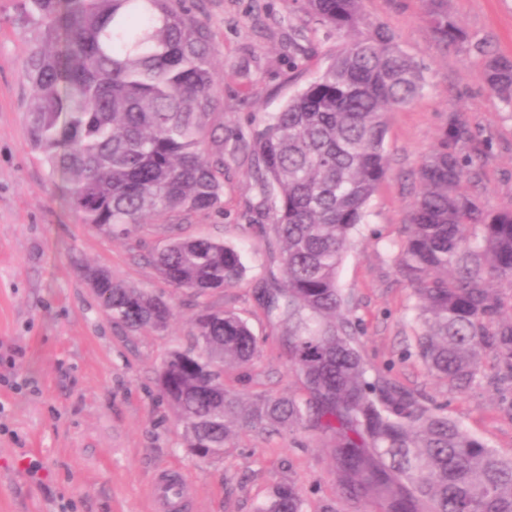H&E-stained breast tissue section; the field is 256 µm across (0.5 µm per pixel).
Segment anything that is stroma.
I'll return each mask as SVG.
<instances>
[{"label": "stroma", "instance_id": "obj_1", "mask_svg": "<svg viewBox=\"0 0 512 512\" xmlns=\"http://www.w3.org/2000/svg\"><path fill=\"white\" fill-rule=\"evenodd\" d=\"M365 17L385 24L415 60L424 85L412 104L387 115L389 167L339 273L372 369L417 390L449 417L512 455V417L499 409L503 385L482 381L451 390L417 355L421 331L412 287L395 257L408 235L422 158L449 116L464 119L480 150L476 186L494 209L512 206V108L484 84L487 54L512 57V0H448V15L483 50L437 44L424 0H362ZM214 33L212 55L224 104V137L251 138L271 113L313 80L342 45L302 0H201ZM36 35L21 0H0V512H159L155 482L176 473L192 494L186 512H256L279 483L295 484L306 512H379L344 498L329 438L308 430L241 428L221 457L202 460L186 446V427L161 395L157 371L169 351L191 343L196 297L168 287L152 263L171 239L207 236L241 249L247 267L236 286L208 303L234 312L262 342L251 367H228L225 385L246 397L301 392L282 336L257 299L279 273V246L257 220L261 195L247 175L251 153L224 156L219 211L181 223L142 225L107 237L81 224L31 146L23 77ZM296 38L303 54L288 45ZM298 46V47H299ZM171 301L166 330H131L101 310L85 266ZM38 465L30 474L29 465Z\"/></svg>", "mask_w": 512, "mask_h": 512}]
</instances>
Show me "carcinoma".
Returning a JSON list of instances; mask_svg holds the SVG:
<instances>
[{
	"instance_id": "obj_1",
	"label": "carcinoma",
	"mask_w": 512,
	"mask_h": 512,
	"mask_svg": "<svg viewBox=\"0 0 512 512\" xmlns=\"http://www.w3.org/2000/svg\"><path fill=\"white\" fill-rule=\"evenodd\" d=\"M362 0H306L318 23L365 32L269 116L253 141L249 176L257 216L280 244L282 281L260 289L266 313L288 324V362L303 392L244 408L224 367L252 366L261 343L234 313L198 304L192 344L158 372L163 396L188 429L186 447L217 458L237 417L263 429L331 437L336 477L350 499L384 512H512V456L448 417L430 399L373 372L351 331L339 271L353 232L388 170L386 114L423 87L412 58ZM436 41L474 46L425 0ZM39 39L25 78L32 146L61 174L82 223L108 236L215 209L224 196V113L211 61L213 32L185 0H25ZM483 80L512 108V58L488 57ZM468 124L449 119L418 169L420 191L399 272L418 299L419 355L458 392L488 373L512 381V207L490 208L468 186ZM160 278L198 297L233 287L246 266L221 239H173L153 254ZM103 312L132 330L167 329L171 304L146 288L88 267ZM259 512H304L279 484Z\"/></svg>"
}]
</instances>
